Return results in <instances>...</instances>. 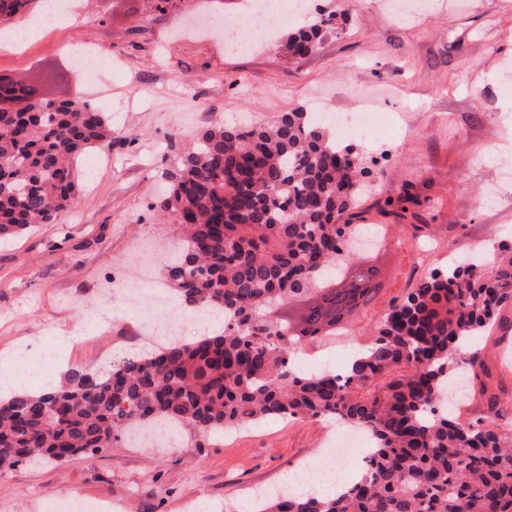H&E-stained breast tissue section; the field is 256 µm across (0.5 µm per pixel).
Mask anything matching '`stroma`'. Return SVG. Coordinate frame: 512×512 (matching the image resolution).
Listing matches in <instances>:
<instances>
[{"label":"stroma","mask_w":512,"mask_h":512,"mask_svg":"<svg viewBox=\"0 0 512 512\" xmlns=\"http://www.w3.org/2000/svg\"><path fill=\"white\" fill-rule=\"evenodd\" d=\"M312 2L335 12L343 32L299 60L277 40L241 55L221 31L190 30L203 0H175L163 14L148 0H77L82 21L23 52L0 49V74L26 77L48 99L92 103L113 131L105 150L81 157L68 212L0 241V358L28 345L36 383L52 371V350L99 374L139 356L165 310L116 303L105 321L97 310L113 280L140 279V252L176 240L158 211L163 171L205 126L264 123L317 99L335 113L365 101L387 121L379 139L358 144L371 186L359 221L387 229L365 246L384 289L362 327L434 269L512 245V0H425L405 17L388 0ZM85 41L112 62L94 80L70 52ZM405 184L417 204L398 203ZM73 329V345L57 343ZM493 337L491 384L512 394V336ZM331 434L325 423L277 419L167 448L123 439L88 460L0 472V512H78L77 502L105 498L118 512H197L203 501L209 512H241L249 492L304 465L331 460L357 477L363 461L334 457Z\"/></svg>","instance_id":"35a3bbf8"}]
</instances>
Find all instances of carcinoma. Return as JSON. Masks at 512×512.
I'll return each instance as SVG.
<instances>
[{"mask_svg":"<svg viewBox=\"0 0 512 512\" xmlns=\"http://www.w3.org/2000/svg\"><path fill=\"white\" fill-rule=\"evenodd\" d=\"M41 0H0V29ZM339 33L321 12L289 32L288 55ZM25 106L0 111V238L53 221L76 199L81 155L112 143L104 113L51 101L5 78ZM365 161L304 107L259 125H209L167 172L160 204L183 233L164 284L224 328L174 341L105 376L74 369L40 394L0 398V470L89 458L138 427L165 422L200 438L269 419H333L372 440L362 474L333 494L254 492V512H512V434L497 419L512 395L480 383L486 413L441 411L461 366L486 374L478 338L512 304V250L438 269L391 305L343 374L303 372L298 346L352 324L381 292L380 268L341 257L356 230Z\"/></svg>","mask_w":512,"mask_h":512,"instance_id":"obj_1","label":"carcinoma"}]
</instances>
